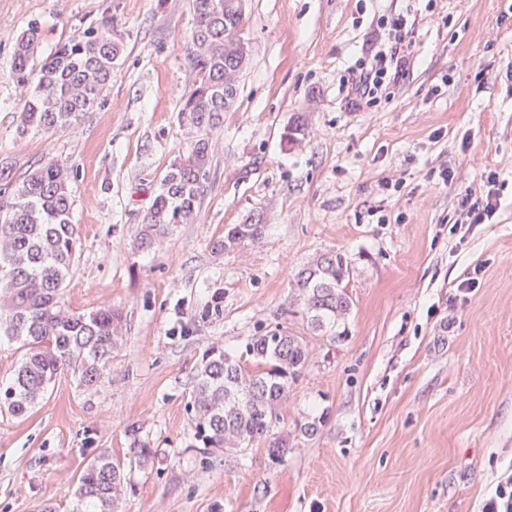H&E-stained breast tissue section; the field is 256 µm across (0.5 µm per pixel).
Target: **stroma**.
<instances>
[{
  "label": "stroma",
  "instance_id": "1",
  "mask_svg": "<svg viewBox=\"0 0 512 512\" xmlns=\"http://www.w3.org/2000/svg\"><path fill=\"white\" fill-rule=\"evenodd\" d=\"M403 11L416 64L387 97L350 103L378 16ZM110 15L124 47L106 102L67 131L21 130L16 36L38 23L47 55ZM193 26L192 0H0V185L49 158L70 170L65 305L112 306L124 325L96 392L63 375L28 415L0 410V512H71L88 461L136 438L153 455L118 512H480L512 471V0H246L251 57L199 219L141 252L137 227L185 152ZM491 171L495 215L460 223ZM253 220L261 236L212 252ZM336 252L352 307L330 335L290 301L298 271ZM278 325L310 349L282 409L285 463L261 442L203 449L188 410L203 356H241Z\"/></svg>",
  "mask_w": 512,
  "mask_h": 512
}]
</instances>
